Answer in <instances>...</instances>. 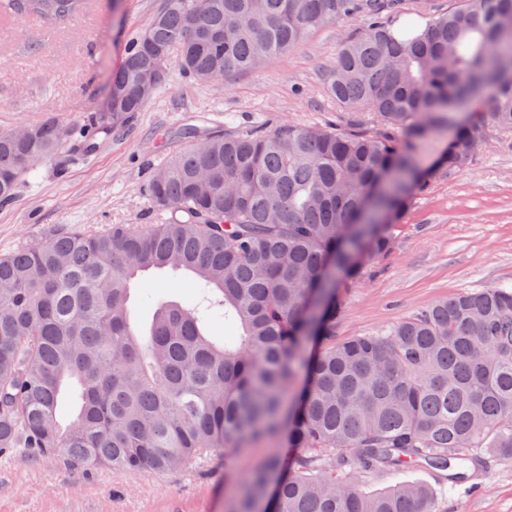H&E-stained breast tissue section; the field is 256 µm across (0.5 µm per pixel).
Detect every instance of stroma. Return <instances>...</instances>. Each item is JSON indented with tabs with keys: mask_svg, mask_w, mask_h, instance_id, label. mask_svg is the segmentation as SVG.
Listing matches in <instances>:
<instances>
[{
	"mask_svg": "<svg viewBox=\"0 0 512 512\" xmlns=\"http://www.w3.org/2000/svg\"><path fill=\"white\" fill-rule=\"evenodd\" d=\"M167 0H89L77 18L0 22V131L55 118L84 124L99 112L121 45L144 30ZM369 15L327 24L294 50L261 68L220 81H200L169 64L145 108L101 140L96 155L75 160L69 145L23 177L14 200L0 205V255L79 227L162 224L167 212L148 196V183L168 158L214 135L270 132L282 123L325 128L353 121L366 133L381 125L371 112L348 114L328 84L340 47L366 28ZM453 131L443 126L418 145L424 187L415 190L391 229L386 253L369 257L357 281L341 290L340 338L371 335L462 291L512 284V133L484 126L473 163L460 171L436 167ZM190 277L146 274L132 301L148 325L157 299L193 297ZM285 445L241 450L232 475L223 458L205 456L184 469L117 473L89 469L59 455L19 448L0 454V512H224L242 480ZM481 487L440 499V512H512V460L498 459Z\"/></svg>",
	"mask_w": 512,
	"mask_h": 512,
	"instance_id": "obj_1",
	"label": "stroma"
}]
</instances>
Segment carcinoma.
<instances>
[{
  "instance_id": "cac0c4a2",
  "label": "carcinoma",
  "mask_w": 512,
  "mask_h": 512,
  "mask_svg": "<svg viewBox=\"0 0 512 512\" xmlns=\"http://www.w3.org/2000/svg\"><path fill=\"white\" fill-rule=\"evenodd\" d=\"M423 26L377 21L341 48L329 89L386 127L284 124L212 136L170 157L149 183L164 224L65 228L0 256V454L25 448L90 468L169 472L213 452L288 435L228 512H438L439 496L512 459V284L441 299L376 335L336 338L343 302L369 254L420 187L418 140L466 109L448 170L468 167L479 127L512 132V0H466ZM86 0H0V16H79ZM381 8L377 0H167L126 45L110 111L71 126L89 159L148 100L136 86L149 45L199 80L254 71L310 30ZM63 141L54 121L0 133V204L34 159ZM188 273L206 306L157 301L139 332L135 280ZM214 318L227 333L208 330ZM306 385L297 389L300 370ZM78 410L57 418L64 390ZM422 467L442 489L398 481L367 494L351 476Z\"/></svg>"
}]
</instances>
